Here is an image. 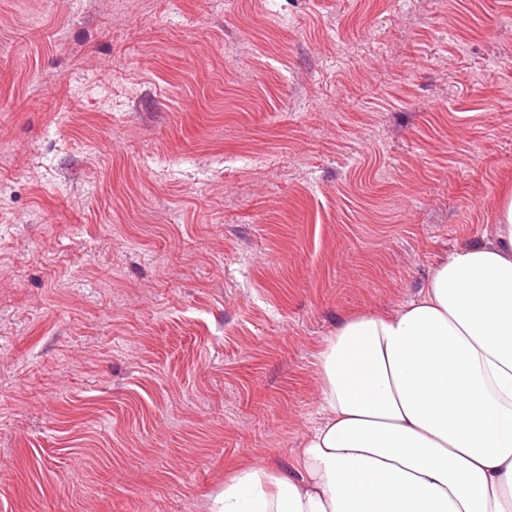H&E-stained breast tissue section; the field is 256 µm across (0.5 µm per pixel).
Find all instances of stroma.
Segmentation results:
<instances>
[{
    "instance_id": "stroma-1",
    "label": "stroma",
    "mask_w": 512,
    "mask_h": 512,
    "mask_svg": "<svg viewBox=\"0 0 512 512\" xmlns=\"http://www.w3.org/2000/svg\"><path fill=\"white\" fill-rule=\"evenodd\" d=\"M505 192L512 0H0V512L287 466Z\"/></svg>"
}]
</instances>
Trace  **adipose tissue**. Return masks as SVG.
<instances>
[{
  "label": "adipose tissue",
  "instance_id": "ef3b65f1",
  "mask_svg": "<svg viewBox=\"0 0 512 512\" xmlns=\"http://www.w3.org/2000/svg\"><path fill=\"white\" fill-rule=\"evenodd\" d=\"M318 369L293 465H241L208 512H512V196L416 298L345 318Z\"/></svg>",
  "mask_w": 512,
  "mask_h": 512
}]
</instances>
